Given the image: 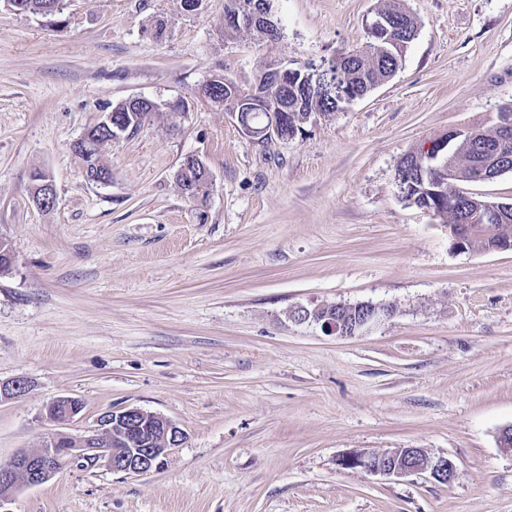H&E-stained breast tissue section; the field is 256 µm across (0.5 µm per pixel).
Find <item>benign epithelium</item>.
<instances>
[{"label": "benign epithelium", "instance_id": "benign-epithelium-1", "mask_svg": "<svg viewBox=\"0 0 512 512\" xmlns=\"http://www.w3.org/2000/svg\"><path fill=\"white\" fill-rule=\"evenodd\" d=\"M272 90L280 92L287 87L288 64L270 63ZM475 133L473 129H455L430 141L417 153L423 161L436 156L451 142H465ZM41 206L53 203L56 189L46 175L34 186ZM393 305L377 306L371 302L355 304H321L312 308L299 306L289 312V318L298 323L317 324L329 335L339 338L357 336L366 329L392 316ZM31 389L24 377L0 381V399H17ZM82 410V403L74 397L54 400L47 407L48 416L57 423L67 424ZM184 440V433L171 420L138 407L107 411L99 418V428L83 436L74 437L65 432L51 435L44 446L34 452H23L13 464L0 470V512H10L5 504L20 484H41L71 463L92 467L104 461L115 472L147 473L158 468L169 451ZM337 465L344 470L360 469L381 477H404L427 473L441 484H451L456 476L452 459L431 456L420 448H396L384 452H349L339 456Z\"/></svg>", "mask_w": 512, "mask_h": 512}]
</instances>
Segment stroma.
<instances>
[{
	"mask_svg": "<svg viewBox=\"0 0 512 512\" xmlns=\"http://www.w3.org/2000/svg\"><path fill=\"white\" fill-rule=\"evenodd\" d=\"M397 3L419 32L396 75L258 143L207 80L359 47L385 0H273L264 43L225 35L224 0H65L52 21L0 0V381L32 383L0 401V463L124 407L185 434L159 469L74 463L10 512H512V250L458 252L394 185L405 154L512 106V0ZM135 98L160 116L104 146L110 184L88 181L73 143ZM189 155L211 179L198 204L173 179ZM364 301L397 312L353 338L289 317ZM65 396L83 410L62 425L46 406ZM394 448L451 458L454 482L336 464Z\"/></svg>",
	"mask_w": 512,
	"mask_h": 512,
	"instance_id": "35a3bbf8",
	"label": "stroma"
}]
</instances>
